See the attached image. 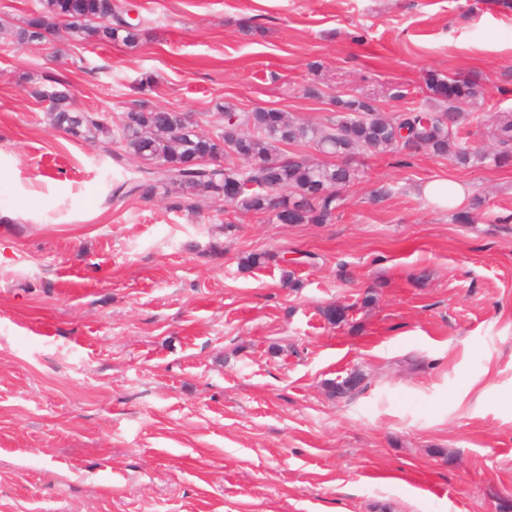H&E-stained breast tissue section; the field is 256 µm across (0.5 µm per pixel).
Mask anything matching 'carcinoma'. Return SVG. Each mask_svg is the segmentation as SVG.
Listing matches in <instances>:
<instances>
[{"label": "carcinoma", "mask_w": 512, "mask_h": 512, "mask_svg": "<svg viewBox=\"0 0 512 512\" xmlns=\"http://www.w3.org/2000/svg\"><path fill=\"white\" fill-rule=\"evenodd\" d=\"M67 26L77 42L121 43L137 46L142 37L141 24L130 25L116 11L113 0H40L36 14L12 31L14 42L30 48L46 41L45 35L59 26ZM429 98L442 103V109L430 111L413 107L394 118L385 116L363 97L333 99L336 119L327 125L298 123L273 108L240 111L231 103L218 109L225 115L224 142L233 145V153L224 156V165L207 164L216 145L198 133L191 123L178 124L176 110L167 108L130 109L117 129L99 117L74 108L69 82L47 75L34 91L38 99L50 97L48 119L76 139L107 140L117 138L126 152L141 164L140 176L128 186V193L144 199L158 195L174 197L171 207H193L198 198H223L228 187L246 181H262L289 191L277 202L267 193L240 191L232 199L239 213L279 209L277 220L283 224H326L341 206V190L359 179L361 171L349 158L358 150L371 155L392 152L400 147L425 148L448 157L460 165L483 162L496 165L512 162V113H498L491 126L496 143L492 155L471 150L458 138V119L480 93L478 76L467 78L431 73L423 78ZM306 142L316 149L344 158L341 163L314 159L300 152L288 153L279 161L278 145ZM165 150L166 168L154 166L158 149ZM348 309L329 305L321 314L332 325L347 321ZM364 377L356 373L341 382L328 383L331 395L350 393L360 387Z\"/></svg>", "instance_id": "cac0c4a2"}]
</instances>
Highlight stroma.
Instances as JSON below:
<instances>
[{
    "mask_svg": "<svg viewBox=\"0 0 512 512\" xmlns=\"http://www.w3.org/2000/svg\"><path fill=\"white\" fill-rule=\"evenodd\" d=\"M115 3L142 19L138 47L63 30L18 46L39 0H0L4 193L44 194L0 223V512H512V165L360 153L325 224L176 210L116 195L139 161L53 128L33 94L60 74L86 112L144 98L209 133L224 102L324 125L355 95L393 117L431 107L426 72H477L459 137L488 151L512 112V7ZM436 178L489 219L435 209ZM260 253L275 259L244 266ZM353 372L363 390L328 394Z\"/></svg>",
    "mask_w": 512,
    "mask_h": 512,
    "instance_id": "35a3bbf8",
    "label": "stroma"
}]
</instances>
